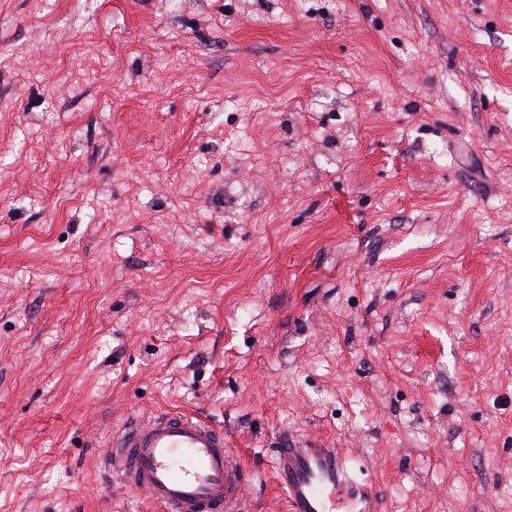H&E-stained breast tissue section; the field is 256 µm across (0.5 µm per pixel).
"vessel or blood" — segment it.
Wrapping results in <instances>:
<instances>
[{
  "instance_id": "1",
  "label": "vessel or blood",
  "mask_w": 512,
  "mask_h": 512,
  "mask_svg": "<svg viewBox=\"0 0 512 512\" xmlns=\"http://www.w3.org/2000/svg\"><path fill=\"white\" fill-rule=\"evenodd\" d=\"M105 466L163 512H241L247 492L223 430L192 414L129 419L113 435ZM274 470L288 512H330L344 477L342 459L330 448L276 449Z\"/></svg>"
}]
</instances>
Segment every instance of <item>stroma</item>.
<instances>
[{"instance_id": "stroma-1", "label": "stroma", "mask_w": 512, "mask_h": 512, "mask_svg": "<svg viewBox=\"0 0 512 512\" xmlns=\"http://www.w3.org/2000/svg\"><path fill=\"white\" fill-rule=\"evenodd\" d=\"M337 449L332 512H512V0H0V512H160L129 418Z\"/></svg>"}]
</instances>
